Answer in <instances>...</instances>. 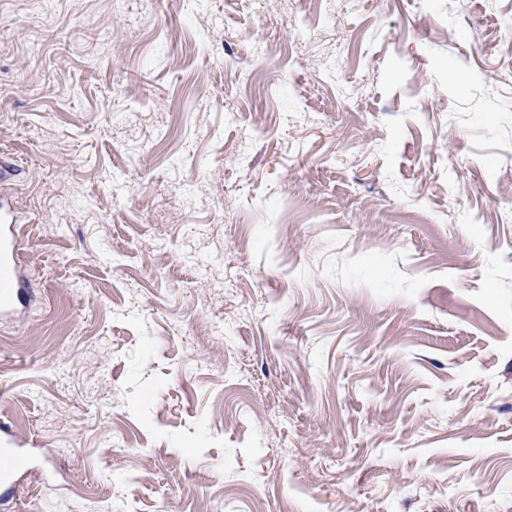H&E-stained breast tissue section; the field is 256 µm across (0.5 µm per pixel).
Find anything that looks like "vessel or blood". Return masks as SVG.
Instances as JSON below:
<instances>
[{
    "instance_id": "1",
    "label": "vessel or blood",
    "mask_w": 512,
    "mask_h": 512,
    "mask_svg": "<svg viewBox=\"0 0 512 512\" xmlns=\"http://www.w3.org/2000/svg\"><path fill=\"white\" fill-rule=\"evenodd\" d=\"M17 173L11 160L0 157V318L14 315L27 306L34 289L20 261L22 220L15 210L6 182ZM19 439L9 423L0 422V487L19 485V471L14 465Z\"/></svg>"
}]
</instances>
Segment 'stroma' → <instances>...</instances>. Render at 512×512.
Masks as SVG:
<instances>
[{"label":"stroma","mask_w":512,"mask_h":512,"mask_svg":"<svg viewBox=\"0 0 512 512\" xmlns=\"http://www.w3.org/2000/svg\"><path fill=\"white\" fill-rule=\"evenodd\" d=\"M0 154L9 512H512V0H0ZM10 193L0 190V318L27 306L34 289L20 261V227ZM20 439L15 435L9 423L0 422V454L1 459L12 461L0 467V487L4 489H19V472L21 468H16V448Z\"/></svg>","instance_id":"obj_1"}]
</instances>
